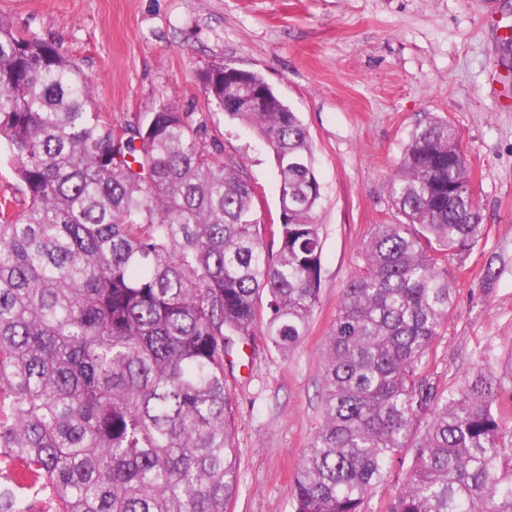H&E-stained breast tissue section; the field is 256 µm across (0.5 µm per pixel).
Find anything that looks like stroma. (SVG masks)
Masks as SVG:
<instances>
[{"mask_svg": "<svg viewBox=\"0 0 512 512\" xmlns=\"http://www.w3.org/2000/svg\"><path fill=\"white\" fill-rule=\"evenodd\" d=\"M23 33L57 43L91 78L114 128L170 99L236 158L260 223L279 222L274 160L252 129L208 104L202 71L258 73L307 128L321 185L322 273L306 336L280 352L254 336L226 367L239 486L228 512H290L321 413L323 347L371 228L394 224L390 183L411 131L455 128L485 235L463 259L429 375L456 387L483 348L512 352V0H0Z\"/></svg>", "mask_w": 512, "mask_h": 512, "instance_id": "stroma-1", "label": "stroma"}]
</instances>
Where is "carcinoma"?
Returning <instances> with one entry per match:
<instances>
[{"label": "carcinoma", "instance_id": "obj_1", "mask_svg": "<svg viewBox=\"0 0 512 512\" xmlns=\"http://www.w3.org/2000/svg\"><path fill=\"white\" fill-rule=\"evenodd\" d=\"M224 110V66L200 74ZM92 80L0 16V147L27 197H0V512H227L238 472L224 366L263 335L286 352L319 300L309 133L285 101L229 112L270 149L277 237L233 157L172 101L112 127ZM402 221L373 225L327 336L321 421L292 512H365L411 456L386 512H512V367L438 391L427 368L482 239L467 159L446 120L417 125L391 182ZM423 432H418L421 421ZM45 505L38 511L36 503ZM410 465L409 456L404 460L396 459L391 465L384 481L377 486L372 497L368 500L366 512H381L387 503L403 487L407 480V471Z\"/></svg>", "mask_w": 512, "mask_h": 512}]
</instances>
